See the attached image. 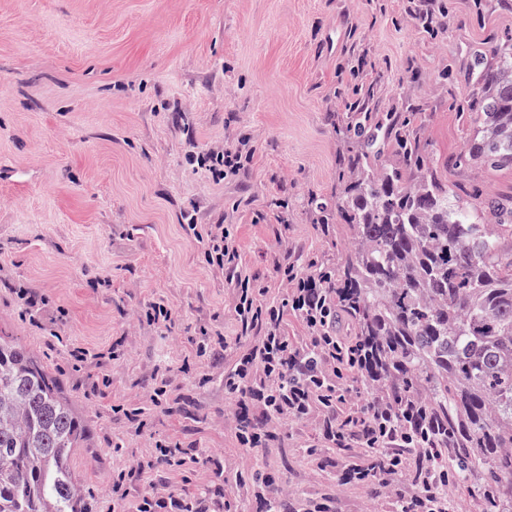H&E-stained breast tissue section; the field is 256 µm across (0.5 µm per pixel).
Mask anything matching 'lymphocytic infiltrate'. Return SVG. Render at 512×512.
<instances>
[{
	"mask_svg": "<svg viewBox=\"0 0 512 512\" xmlns=\"http://www.w3.org/2000/svg\"><path fill=\"white\" fill-rule=\"evenodd\" d=\"M197 236L208 264L224 272L235 292L234 311L243 331L256 335L248 352L224 375L225 384L235 388L241 402L249 404L258 418L257 423L239 426L240 446L257 447L268 422L280 426L313 419L319 421L326 438L335 439L337 426L346 422L340 405L325 400L326 392L335 389L342 375L336 346L347 345L357 360L366 358L367 351L360 337L337 338L336 293L327 288L325 274L289 275L286 298L264 310L258 303V289L241 268L239 243L229 227L206 224ZM288 314L307 330V344L296 345L287 335L284 317ZM398 446L395 439L383 445L367 465L353 470L352 479L385 488L409 468H417L421 479L412 499L420 504L418 512H433L431 505L439 500L434 473L440 457L432 455L413 463ZM136 512H222V506L202 496L183 498L151 491L141 497Z\"/></svg>",
	"mask_w": 512,
	"mask_h": 512,
	"instance_id": "obj_1",
	"label": "lymphocytic infiltrate"
}]
</instances>
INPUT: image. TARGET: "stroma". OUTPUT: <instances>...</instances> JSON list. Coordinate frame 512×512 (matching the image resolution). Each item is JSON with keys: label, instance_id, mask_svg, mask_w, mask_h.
Listing matches in <instances>:
<instances>
[{"label": "stroma", "instance_id": "stroma-1", "mask_svg": "<svg viewBox=\"0 0 512 512\" xmlns=\"http://www.w3.org/2000/svg\"><path fill=\"white\" fill-rule=\"evenodd\" d=\"M441 2L428 32L409 0H0V336L58 373L85 421L71 469L97 512H133L145 480L132 468L160 441L218 463L156 483L223 494L230 512H262L256 474L295 512H396L414 493L405 477L389 492L343 484L360 454L311 422L240 447L224 368L251 338L193 227L231 225L244 271L276 302L286 258H336L311 204L336 199L343 93L375 83L381 111L421 113L435 158L458 153L469 56L512 37V0L480 16L473 0ZM242 142L254 155L224 180L194 159ZM448 181L512 197L508 172ZM158 297L172 319L151 325ZM163 370L171 384L154 404Z\"/></svg>", "mask_w": 512, "mask_h": 512}]
</instances>
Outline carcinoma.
I'll return each mask as SVG.
<instances>
[{
	"label": "carcinoma",
	"mask_w": 512,
	"mask_h": 512,
	"mask_svg": "<svg viewBox=\"0 0 512 512\" xmlns=\"http://www.w3.org/2000/svg\"><path fill=\"white\" fill-rule=\"evenodd\" d=\"M440 6L413 18L432 27ZM461 101L466 146L444 168L512 170V38L474 51ZM356 91L338 125L333 210L349 231L331 274L336 322L374 348L355 372L391 405L408 456L448 450L454 487L477 489L484 512H512V200L477 189L456 199L417 112H378ZM390 145L398 162L382 160ZM494 223L483 221L485 214ZM60 379L25 346L0 338V512H94L70 458L87 441Z\"/></svg>",
	"instance_id": "obj_1"
}]
</instances>
